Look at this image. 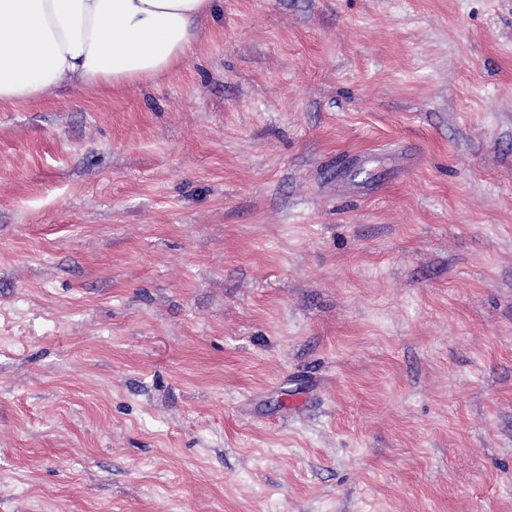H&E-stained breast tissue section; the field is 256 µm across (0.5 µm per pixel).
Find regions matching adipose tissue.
<instances>
[{
  "mask_svg": "<svg viewBox=\"0 0 512 512\" xmlns=\"http://www.w3.org/2000/svg\"><path fill=\"white\" fill-rule=\"evenodd\" d=\"M215 0H0V104L62 81L117 92L178 70Z\"/></svg>",
  "mask_w": 512,
  "mask_h": 512,
  "instance_id": "adipose-tissue-1",
  "label": "adipose tissue"
}]
</instances>
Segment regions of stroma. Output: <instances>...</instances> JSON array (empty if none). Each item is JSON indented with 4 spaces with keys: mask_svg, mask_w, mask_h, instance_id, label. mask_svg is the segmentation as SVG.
Instances as JSON below:
<instances>
[{
    "mask_svg": "<svg viewBox=\"0 0 512 512\" xmlns=\"http://www.w3.org/2000/svg\"><path fill=\"white\" fill-rule=\"evenodd\" d=\"M0 512H512V0L0 104Z\"/></svg>",
    "mask_w": 512,
    "mask_h": 512,
    "instance_id": "1",
    "label": "stroma"
}]
</instances>
